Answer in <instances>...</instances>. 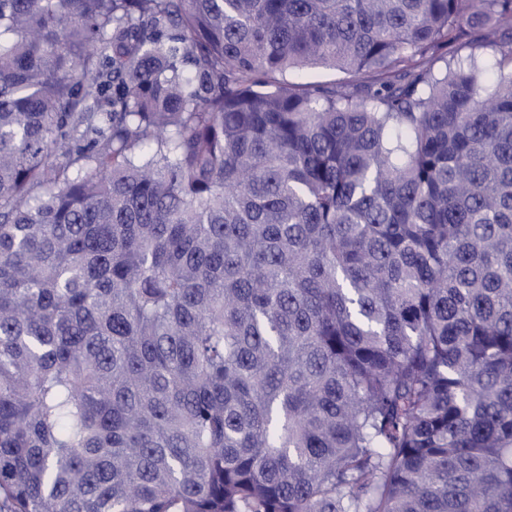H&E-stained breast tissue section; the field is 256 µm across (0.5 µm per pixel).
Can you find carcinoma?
<instances>
[{
    "label": "carcinoma",
    "instance_id": "carcinoma-1",
    "mask_svg": "<svg viewBox=\"0 0 512 512\" xmlns=\"http://www.w3.org/2000/svg\"><path fill=\"white\" fill-rule=\"evenodd\" d=\"M0 512H512V0H0Z\"/></svg>",
    "mask_w": 512,
    "mask_h": 512
}]
</instances>
